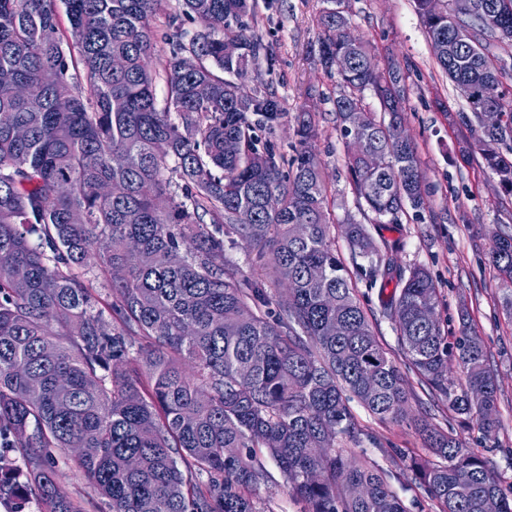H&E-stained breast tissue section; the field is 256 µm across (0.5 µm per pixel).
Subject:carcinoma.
Wrapping results in <instances>:
<instances>
[{"label": "carcinoma", "instance_id": "cac0c4a2", "mask_svg": "<svg viewBox=\"0 0 512 512\" xmlns=\"http://www.w3.org/2000/svg\"><path fill=\"white\" fill-rule=\"evenodd\" d=\"M328 2L319 59L337 75L358 205L394 224L408 206L426 209L429 196L403 130L408 96L389 84L405 71L392 56L386 71L375 69V49L350 34L341 0ZM472 2L466 17L435 19L431 0H414L456 86L499 78L490 39L512 45V0ZM182 8L207 32L176 33L157 70L152 22L162 0H0V72L11 76L0 82V459L18 449L24 461L0 463V504L24 512L34 498L43 512H82L58 491L48 452L57 448L74 451L109 512H264L254 492L269 479L268 458L303 512H411L393 488L397 472L365 449L348 458L339 447L363 444L355 401L418 430L435 461L400 456L437 512H483L488 497L512 512L488 458L407 411L412 372L456 414L488 432L499 426L496 374L467 310L452 343L440 321H420V308L438 307V289L425 267L411 268L386 305L403 361L389 355L333 247L314 107L295 118L286 172L257 135L287 113L273 94L241 84L266 50L247 21L254 0ZM227 40L240 44L235 59L224 57ZM439 41L458 42L454 58ZM74 51L85 83L62 109L44 75L70 83ZM115 56L125 69H112ZM368 91L380 110L367 107ZM483 106L504 121L487 129L479 113L463 116L460 153L480 156L512 193V92ZM354 107L364 114L356 129ZM353 137L382 166L352 156ZM341 227L360 278L386 288L393 253L352 214ZM226 241L262 274L240 276ZM488 261L512 311V234L493 236ZM101 289L112 302H100ZM472 390L485 393L477 408Z\"/></svg>", "mask_w": 512, "mask_h": 512}]
</instances>
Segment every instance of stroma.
<instances>
[{
    "instance_id": "stroma-1",
    "label": "stroma",
    "mask_w": 512,
    "mask_h": 512,
    "mask_svg": "<svg viewBox=\"0 0 512 512\" xmlns=\"http://www.w3.org/2000/svg\"><path fill=\"white\" fill-rule=\"evenodd\" d=\"M325 7L324 0H257L255 30L269 43L271 54L259 57L247 85L265 88L282 101L288 119L261 137L288 156L296 140L292 116L314 103L328 200L340 219L358 204L334 114L336 79L318 61L317 20ZM343 8L351 33L368 40L378 57L391 55L410 66L404 126L430 186L429 209L406 210L399 223L378 225L374 235L392 246L401 265L430 270L440 300L436 314L450 335H457L460 309L468 307L471 328L485 342L499 385L500 426L491 432L475 420H462L412 374L406 377L410 412L452 429L468 448L493 461L504 491H511L512 319L503 310L500 283L486 252L492 232L512 233V194L502 191L478 160L458 155L457 141L466 132L461 116L470 107L437 66L414 0H343ZM353 412L381 447L429 459L410 427L380 422L358 405ZM56 479L66 496L81 501L84 512H108L75 468L59 464Z\"/></svg>"
}]
</instances>
